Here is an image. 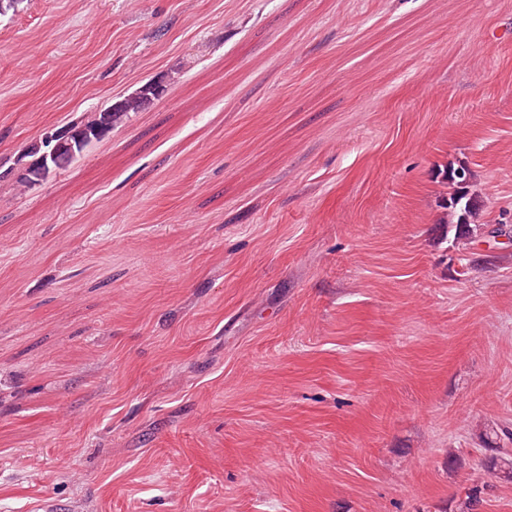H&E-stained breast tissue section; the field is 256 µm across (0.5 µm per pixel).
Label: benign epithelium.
I'll list each match as a JSON object with an SVG mask.
<instances>
[{
  "instance_id": "benign-epithelium-1",
  "label": "benign epithelium",
  "mask_w": 512,
  "mask_h": 512,
  "mask_svg": "<svg viewBox=\"0 0 512 512\" xmlns=\"http://www.w3.org/2000/svg\"><path fill=\"white\" fill-rule=\"evenodd\" d=\"M167 92V81L163 77L148 81L139 89L141 102L158 99ZM112 132V109L98 113L97 124L88 128L69 125L51 129L44 133L43 153L22 167L20 178L27 184L36 185L54 172L66 167L80 156L87 147Z\"/></svg>"
}]
</instances>
